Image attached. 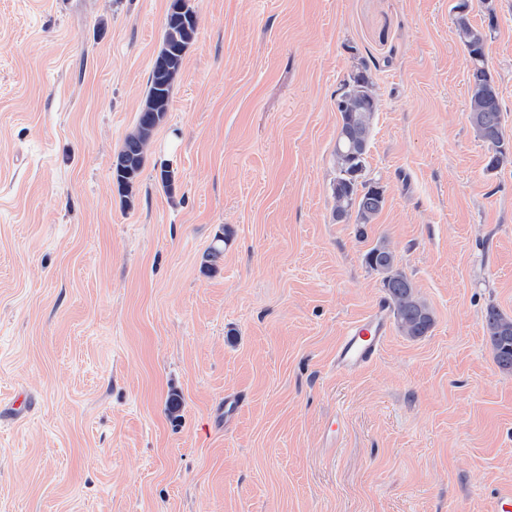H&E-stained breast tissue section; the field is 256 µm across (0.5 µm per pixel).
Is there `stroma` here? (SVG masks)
Wrapping results in <instances>:
<instances>
[{"label":"stroma","mask_w":512,"mask_h":512,"mask_svg":"<svg viewBox=\"0 0 512 512\" xmlns=\"http://www.w3.org/2000/svg\"><path fill=\"white\" fill-rule=\"evenodd\" d=\"M192 2L128 206L112 161L169 0H0V512H492L512 372L484 316L512 315V157L487 171L469 122L459 0ZM463 14L490 29L512 141V0ZM365 61L386 205L361 237L332 190L336 99ZM381 241L434 325H389L339 375L340 336L386 301L364 262Z\"/></svg>","instance_id":"1"}]
</instances>
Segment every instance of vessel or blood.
<instances>
[{
    "instance_id": "1",
    "label": "vessel or blood",
    "mask_w": 512,
    "mask_h": 512,
    "mask_svg": "<svg viewBox=\"0 0 512 512\" xmlns=\"http://www.w3.org/2000/svg\"><path fill=\"white\" fill-rule=\"evenodd\" d=\"M388 327L384 309H377L355 322L342 336L336 349L334 366L337 373L353 374L365 369L379 355Z\"/></svg>"
}]
</instances>
